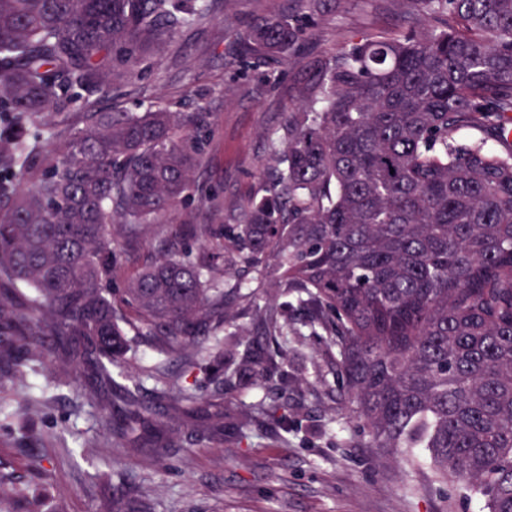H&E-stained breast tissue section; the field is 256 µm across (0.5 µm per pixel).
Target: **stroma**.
Segmentation results:
<instances>
[{
	"instance_id": "stroma-1",
	"label": "stroma",
	"mask_w": 512,
	"mask_h": 512,
	"mask_svg": "<svg viewBox=\"0 0 512 512\" xmlns=\"http://www.w3.org/2000/svg\"><path fill=\"white\" fill-rule=\"evenodd\" d=\"M201 26L182 29L150 56L132 82L114 85L104 109L143 111L163 101L182 112L204 110L212 133L194 175L193 201L218 192L241 211L261 196L275 167L273 143L297 81L316 48L355 30L397 32L424 27L407 0H348L284 64L241 55L237 37L258 17L295 7L294 0H208ZM54 352L40 365V407L28 423L0 415V476L43 491L49 512H107L114 488L147 501L152 512H479L446 495L429 471L379 463L354 432L336 398L335 370L310 376L297 433L281 444L276 427L251 429L241 448L205 436L208 421L186 418V444L157 460L150 448L112 447L88 389L64 384ZM44 456L35 467L33 456Z\"/></svg>"
}]
</instances>
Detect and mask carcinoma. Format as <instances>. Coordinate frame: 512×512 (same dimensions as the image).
Listing matches in <instances>:
<instances>
[{"label": "carcinoma", "instance_id": "obj_1", "mask_svg": "<svg viewBox=\"0 0 512 512\" xmlns=\"http://www.w3.org/2000/svg\"><path fill=\"white\" fill-rule=\"evenodd\" d=\"M410 2L430 28L355 33L311 57L274 181L226 218L216 196L184 206L207 113L105 112L98 96L200 22L203 0H0V324L18 342L0 350L5 374L34 387L56 339L104 414L120 394L112 447L149 438L160 457L181 447L172 422L201 411L187 378L222 374L208 439L239 447L274 423L286 446L303 325L370 447L427 465L481 512H512V0ZM298 3L258 18L242 52L290 60L345 0ZM75 104L84 126L48 154L38 123ZM157 224L222 242L193 258ZM145 237L158 259L115 286L119 241ZM220 271L255 274L250 325L237 308L254 293L224 292ZM144 336L153 400L112 375ZM249 378L266 393L247 408ZM109 512L146 505L117 492Z\"/></svg>", "mask_w": 512, "mask_h": 512}]
</instances>
